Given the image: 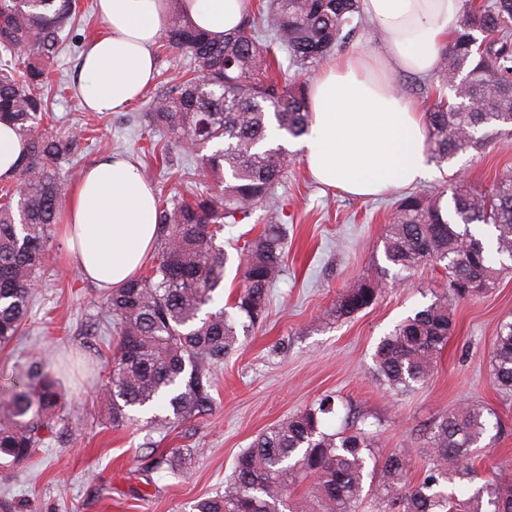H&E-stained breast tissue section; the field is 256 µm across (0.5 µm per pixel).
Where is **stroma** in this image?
Masks as SVG:
<instances>
[{"label":"stroma","mask_w":512,"mask_h":512,"mask_svg":"<svg viewBox=\"0 0 512 512\" xmlns=\"http://www.w3.org/2000/svg\"><path fill=\"white\" fill-rule=\"evenodd\" d=\"M86 18L79 38L58 60L56 73L78 82L90 38L104 30L94 0H79ZM147 98L105 116L85 110L78 94L55 98L57 126H94L97 139L79 158L61 165L75 182L82 170L106 155L131 158L155 191L178 188L175 170L144 156L145 139L162 134L141 127ZM277 198L287 216L284 272L272 291L267 320L240 336L218 372L212 414L158 433L140 425L112 428L99 403L110 370L113 337L100 311L103 293L84 281L55 236L47 272L36 288L24 336L0 348V418L13 381L33 360L53 359L66 405L51 436L28 462L0 469V497L21 512H190L195 500L223 491L239 452L261 431L330 396L338 429L346 406L365 414L378 430L377 451L401 452L408 483L425 470L421 449L431 422L462 404L490 411L492 427L473 455L512 485V393L492 383L491 357L502 321L512 318V272L484 296L452 305L454 334L437 359L428 383L393 394L373 379L372 355L379 340L404 317L443 294L442 267L388 279L372 306L334 323L320 322L346 287L384 265L383 238L400 189L377 198L348 197L317 185L299 152H292ZM512 172V136L502 135L483 152L468 151L448 165L432 167L425 190L484 193ZM182 448L194 449L178 474L154 462Z\"/></svg>","instance_id":"1"}]
</instances>
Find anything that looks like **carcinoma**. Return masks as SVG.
I'll return each instance as SVG.
<instances>
[{
    "label": "carcinoma",
    "instance_id": "cac0c4a2",
    "mask_svg": "<svg viewBox=\"0 0 512 512\" xmlns=\"http://www.w3.org/2000/svg\"><path fill=\"white\" fill-rule=\"evenodd\" d=\"M78 0H0V121L18 127L25 152L15 174L0 179V345L22 335L40 270L53 246L52 228L68 197L60 160L75 154L86 129L40 132L50 119L52 64L74 30ZM359 0H258L240 25L217 40L170 10L166 50L186 54L193 67L163 82L144 120L164 132L150 143L162 162L181 153L214 180L216 190L157 197L158 236L143 271L106 294L102 314L112 320L115 346L105 385L114 428L131 412L154 411L148 423L180 424L212 410V391L238 328L263 323L270 290L286 257L288 230L274 190L284 177L285 149L276 132L308 133L307 82L287 77L278 53L296 69L314 71L355 33ZM439 78L456 101L440 97L426 113L431 158L441 166L461 152L483 151L512 134V0H466L461 29L441 55ZM268 208L263 230L237 248L241 286L224 296V228ZM494 228L491 241L471 231ZM386 265L348 288L324 316L340 319L373 305L386 277L443 265L448 292L400 320L381 338L372 374L382 388L405 393L426 383L454 330L451 302L494 288L512 271V174L489 194L468 190L401 197L384 242ZM497 388L512 392V320L502 322L492 351ZM65 400L48 363L36 361L12 384L8 416L0 420V460L31 458ZM334 412L321 398L268 428L237 456L224 492L199 499L191 512H358L368 489L379 491V512H512V486L478 478L472 448L487 431L484 409L462 406L439 416L421 454L423 478L409 486L398 452L375 455L378 431L349 412L330 432ZM194 449L176 450L155 469L174 472ZM307 489L301 496L294 490Z\"/></svg>",
    "mask_w": 512,
    "mask_h": 512
}]
</instances>
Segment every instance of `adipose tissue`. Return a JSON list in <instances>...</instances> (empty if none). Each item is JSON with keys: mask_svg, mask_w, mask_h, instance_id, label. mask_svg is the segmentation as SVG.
<instances>
[{"mask_svg": "<svg viewBox=\"0 0 512 512\" xmlns=\"http://www.w3.org/2000/svg\"><path fill=\"white\" fill-rule=\"evenodd\" d=\"M193 25L214 36L237 27L244 0H179ZM103 34L84 52L78 82L88 109L117 112L140 99L155 75V46L168 0H97ZM382 34L378 49L331 59L310 84V132L300 140L311 177L352 196L371 197L424 180L430 163L423 109L398 93L392 76L439 70L463 0H360ZM61 228L81 275L97 288L123 286L156 242V198L131 159L103 156L80 176Z\"/></svg>", "mask_w": 512, "mask_h": 512, "instance_id": "ef3b65f1", "label": "adipose tissue"}]
</instances>
